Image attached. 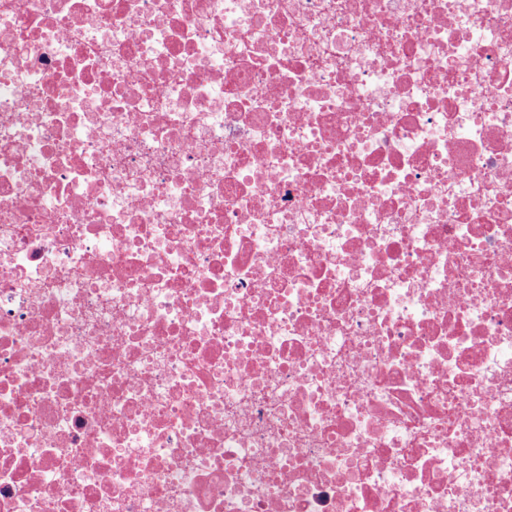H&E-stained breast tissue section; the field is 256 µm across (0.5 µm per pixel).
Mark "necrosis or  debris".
<instances>
[{"instance_id":"necrosis-or-debris-1","label":"necrosis or debris","mask_w":512,"mask_h":512,"mask_svg":"<svg viewBox=\"0 0 512 512\" xmlns=\"http://www.w3.org/2000/svg\"><path fill=\"white\" fill-rule=\"evenodd\" d=\"M0 512H512V0H0Z\"/></svg>"}]
</instances>
